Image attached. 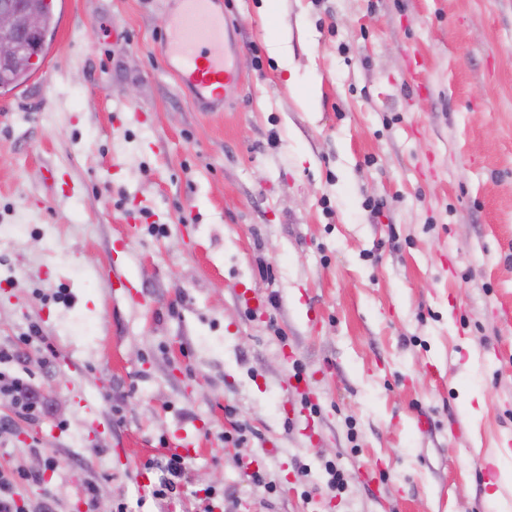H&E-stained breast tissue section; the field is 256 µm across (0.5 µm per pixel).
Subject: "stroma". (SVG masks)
I'll return each instance as SVG.
<instances>
[{
	"mask_svg": "<svg viewBox=\"0 0 512 512\" xmlns=\"http://www.w3.org/2000/svg\"><path fill=\"white\" fill-rule=\"evenodd\" d=\"M221 2L224 111L163 66L180 0H55L0 92V347L40 326L10 371L48 404L0 400V471L40 474L27 512L90 483L106 512H500L512 0ZM183 434L187 480L141 494ZM43 50L44 48L41 50L37 62L32 66L13 67L9 70L0 69V90L9 92L25 84L36 71L40 60L43 58V56L41 57Z\"/></svg>",
	"mask_w": 512,
	"mask_h": 512,
	"instance_id": "obj_1",
	"label": "stroma"
}]
</instances>
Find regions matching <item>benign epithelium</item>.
<instances>
[{
  "mask_svg": "<svg viewBox=\"0 0 512 512\" xmlns=\"http://www.w3.org/2000/svg\"><path fill=\"white\" fill-rule=\"evenodd\" d=\"M43 42L41 18L24 0H0V65L14 66L37 52Z\"/></svg>",
  "mask_w": 512,
  "mask_h": 512,
  "instance_id": "obj_1",
  "label": "benign epithelium"
}]
</instances>
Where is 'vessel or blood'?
Segmentation results:
<instances>
[{"mask_svg":"<svg viewBox=\"0 0 512 512\" xmlns=\"http://www.w3.org/2000/svg\"><path fill=\"white\" fill-rule=\"evenodd\" d=\"M213 0H182L183 7L166 23L162 56L195 99L211 108L224 106L225 91L239 75L216 47L224 40L226 21L212 8Z\"/></svg>","mask_w":512,"mask_h":512,"instance_id":"obj_1","label":"vessel or blood"}]
</instances>
